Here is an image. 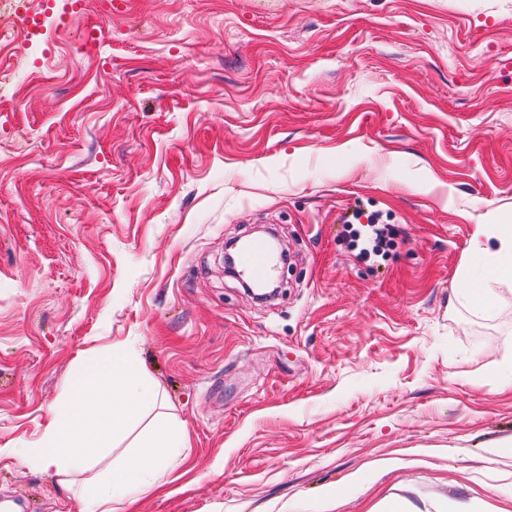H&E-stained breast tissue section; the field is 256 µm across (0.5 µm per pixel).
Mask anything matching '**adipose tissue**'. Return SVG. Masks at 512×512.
Here are the masks:
<instances>
[{"instance_id":"ef3b65f1","label":"adipose tissue","mask_w":512,"mask_h":512,"mask_svg":"<svg viewBox=\"0 0 512 512\" xmlns=\"http://www.w3.org/2000/svg\"><path fill=\"white\" fill-rule=\"evenodd\" d=\"M471 252L475 262L462 269L466 286L453 301L484 310L497 285L512 281V225H481ZM158 406V389L140 371L133 353L109 352L87 369L85 384L71 395L65 412L53 414L42 447L30 449L26 461L59 475L85 474L115 440L129 437L134 423L145 421L105 474L87 478L76 491L81 512H116V504L135 502L159 488L184 461L185 425L159 413Z\"/></svg>"}]
</instances>
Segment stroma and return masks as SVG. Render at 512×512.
<instances>
[{"instance_id":"35a3bbf8","label":"stroma","mask_w":512,"mask_h":512,"mask_svg":"<svg viewBox=\"0 0 512 512\" xmlns=\"http://www.w3.org/2000/svg\"><path fill=\"white\" fill-rule=\"evenodd\" d=\"M65 2L0 88V502L79 512L24 452L129 347L193 484L117 512H512V282L450 305L512 214V0ZM238 267L251 279H265L272 273L273 256L264 242L253 241L239 252Z\"/></svg>"}]
</instances>
